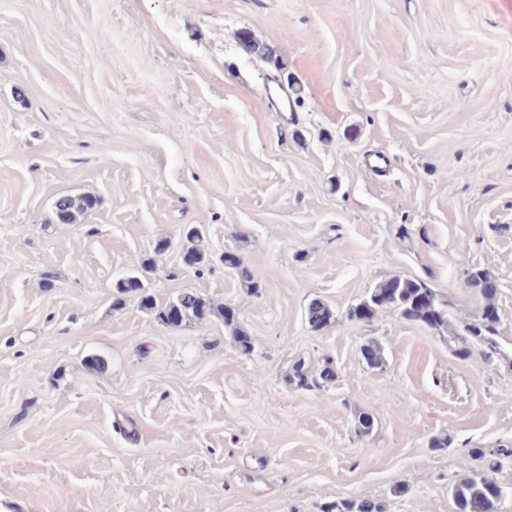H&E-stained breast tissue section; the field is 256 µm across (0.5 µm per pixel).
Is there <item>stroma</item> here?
Here are the masks:
<instances>
[{
	"label": "stroma",
	"mask_w": 512,
	"mask_h": 512,
	"mask_svg": "<svg viewBox=\"0 0 512 512\" xmlns=\"http://www.w3.org/2000/svg\"><path fill=\"white\" fill-rule=\"evenodd\" d=\"M477 269L494 362L348 316L419 277L456 329ZM130 274L235 322L166 325ZM474 448L512 512V0H0V512H455ZM55 205V213L58 221L62 224H72L78 217L85 213L93 210L97 205V200L91 196L83 197H71L62 196L59 197ZM289 379L291 384L302 389H320L325 388L334 380V372L329 365H325L319 370H312L299 361L293 365Z\"/></svg>",
	"instance_id": "obj_1"
}]
</instances>
